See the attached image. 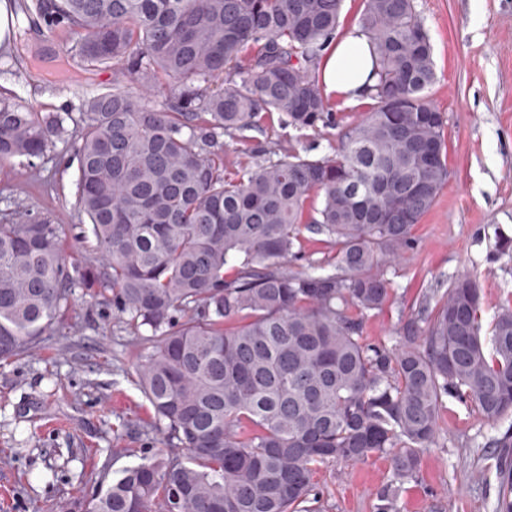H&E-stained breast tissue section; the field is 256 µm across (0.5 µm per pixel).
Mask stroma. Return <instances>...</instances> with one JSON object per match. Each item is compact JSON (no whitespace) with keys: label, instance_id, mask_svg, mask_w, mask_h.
Listing matches in <instances>:
<instances>
[{"label":"stroma","instance_id":"1","mask_svg":"<svg viewBox=\"0 0 512 512\" xmlns=\"http://www.w3.org/2000/svg\"><path fill=\"white\" fill-rule=\"evenodd\" d=\"M428 28L438 80L429 91L446 118L448 180L413 230L406 261L391 265L395 299L363 318L366 343L393 347L401 308L421 293L441 296L466 273L483 297V328L512 294V0H416ZM16 38L0 45V97L35 111L78 119L85 99L111 90L110 66L81 67L66 24L29 28L14 16ZM373 100L329 104L334 125L324 136L288 127L279 115L231 141L229 158L255 164L271 142L319 157ZM78 163L71 136L43 157L0 163V218L28 209L61 225L67 264L97 259L76 205ZM146 349L116 318L111 292L76 288L60 323L31 353L0 360V512H77L102 478L167 448L163 429L149 427L152 409L138 386ZM512 432V417L484 420L445 397L437 444L404 482L401 512H496L501 451L490 439ZM391 480L387 457L336 460L320 466L313 494L318 512H377Z\"/></svg>","mask_w":512,"mask_h":512}]
</instances>
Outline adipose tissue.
Returning a JSON list of instances; mask_svg holds the SVG:
<instances>
[{
  "label": "adipose tissue",
  "instance_id": "obj_1",
  "mask_svg": "<svg viewBox=\"0 0 512 512\" xmlns=\"http://www.w3.org/2000/svg\"><path fill=\"white\" fill-rule=\"evenodd\" d=\"M374 59L367 37L358 27L347 29L326 47L319 68V78L326 94L353 105L365 97L374 84Z\"/></svg>",
  "mask_w": 512,
  "mask_h": 512
}]
</instances>
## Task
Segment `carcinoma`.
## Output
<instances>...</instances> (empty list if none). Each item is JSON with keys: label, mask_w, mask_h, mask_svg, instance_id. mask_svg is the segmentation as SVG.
<instances>
[{"label": "carcinoma", "mask_w": 512, "mask_h": 512, "mask_svg": "<svg viewBox=\"0 0 512 512\" xmlns=\"http://www.w3.org/2000/svg\"><path fill=\"white\" fill-rule=\"evenodd\" d=\"M342 2L21 0L120 79L84 101L73 139L77 205L103 261L69 268L59 225L1 220L0 359L43 342L73 289L110 290L152 348L138 366L150 425L185 450L122 469L83 512H312L329 461L387 454L393 481L413 478L445 395L488 421L512 415V304L483 338L469 276L435 302L423 292L394 347L362 339L364 315L393 298L387 266L413 249L448 178L415 0H362L376 106L332 153L276 144L260 164L224 167L219 135L267 114L299 131L334 126L318 66ZM155 88L166 95L150 105ZM62 133L56 117L0 101V162L39 158ZM306 223L327 236L320 274L286 267ZM498 507L512 512L508 469Z\"/></svg>", "instance_id": "cac0c4a2"}]
</instances>
